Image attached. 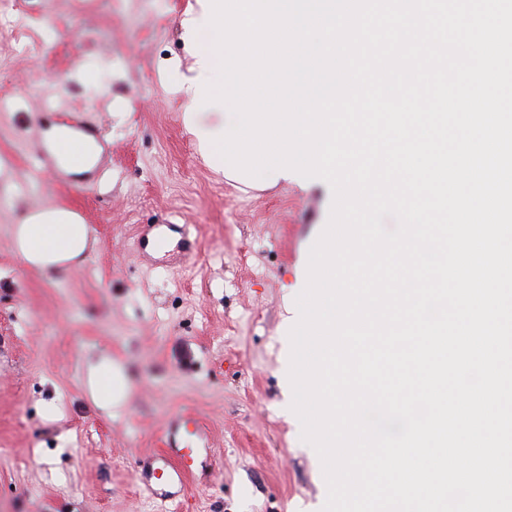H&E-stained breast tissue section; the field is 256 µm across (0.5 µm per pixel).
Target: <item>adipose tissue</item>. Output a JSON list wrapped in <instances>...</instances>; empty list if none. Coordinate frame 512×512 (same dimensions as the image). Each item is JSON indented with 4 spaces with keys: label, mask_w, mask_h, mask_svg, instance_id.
<instances>
[{
    "label": "adipose tissue",
    "mask_w": 512,
    "mask_h": 512,
    "mask_svg": "<svg viewBox=\"0 0 512 512\" xmlns=\"http://www.w3.org/2000/svg\"><path fill=\"white\" fill-rule=\"evenodd\" d=\"M58 167L71 169V158L85 155L95 163L98 146L91 138L68 130L51 128L45 135ZM13 249L29 268L40 272H65L84 256L91 243L88 224L77 213L58 206L30 210L10 228ZM88 383L93 398L103 407L123 398L126 383L122 369L110 356L88 367Z\"/></svg>",
    "instance_id": "ef3b65f1"
}]
</instances>
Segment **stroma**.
Returning <instances> with one entry per match:
<instances>
[{
	"mask_svg": "<svg viewBox=\"0 0 512 512\" xmlns=\"http://www.w3.org/2000/svg\"><path fill=\"white\" fill-rule=\"evenodd\" d=\"M193 0H20L0 38V512H317L322 463L287 393L296 273L329 220L327 188L244 186L205 161L160 66L185 57ZM93 77L79 79L76 64ZM101 135L96 178L37 160L44 129ZM78 213L95 244L70 273L16 256L10 224L33 208ZM170 225L173 248L138 242ZM112 355L129 397L93 402L88 361ZM186 414L212 465L173 501L143 493V458Z\"/></svg>",
	"mask_w": 512,
	"mask_h": 512,
	"instance_id": "1",
	"label": "stroma"
}]
</instances>
